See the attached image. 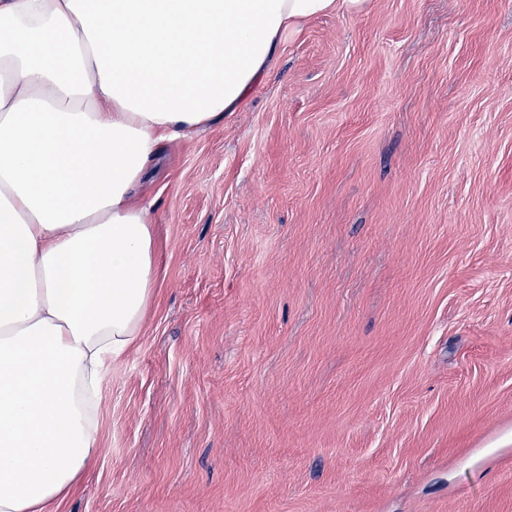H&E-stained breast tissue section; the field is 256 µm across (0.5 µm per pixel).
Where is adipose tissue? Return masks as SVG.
<instances>
[{
    "label": "adipose tissue",
    "instance_id": "1",
    "mask_svg": "<svg viewBox=\"0 0 512 512\" xmlns=\"http://www.w3.org/2000/svg\"><path fill=\"white\" fill-rule=\"evenodd\" d=\"M370 0H0V512H52L155 296L158 146L239 110L285 38Z\"/></svg>",
    "mask_w": 512,
    "mask_h": 512
}]
</instances>
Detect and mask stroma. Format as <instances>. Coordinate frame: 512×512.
<instances>
[{
    "label": "stroma",
    "mask_w": 512,
    "mask_h": 512,
    "mask_svg": "<svg viewBox=\"0 0 512 512\" xmlns=\"http://www.w3.org/2000/svg\"><path fill=\"white\" fill-rule=\"evenodd\" d=\"M143 194L155 299L56 512H512V0L315 20Z\"/></svg>",
    "instance_id": "obj_1"
}]
</instances>
